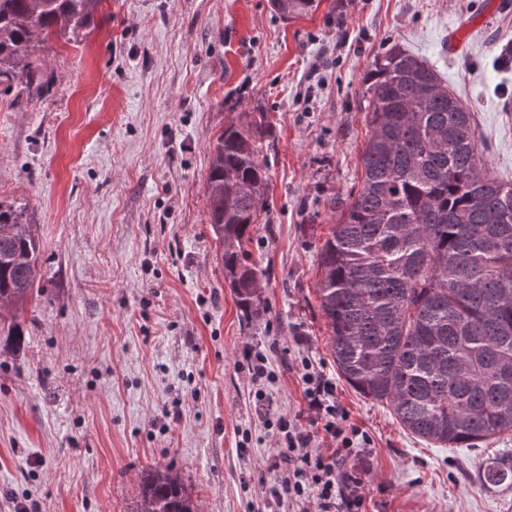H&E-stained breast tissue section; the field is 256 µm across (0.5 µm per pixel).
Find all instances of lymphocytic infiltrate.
I'll return each instance as SVG.
<instances>
[{"instance_id": "lymphocytic-infiltrate-1", "label": "lymphocytic infiltrate", "mask_w": 512, "mask_h": 512, "mask_svg": "<svg viewBox=\"0 0 512 512\" xmlns=\"http://www.w3.org/2000/svg\"><path fill=\"white\" fill-rule=\"evenodd\" d=\"M295 370L305 403L276 424L284 445L273 467L288 512H364L367 469L360 456L370 445L336 399V385L302 357Z\"/></svg>"}]
</instances>
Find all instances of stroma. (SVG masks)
<instances>
[{"mask_svg":"<svg viewBox=\"0 0 512 512\" xmlns=\"http://www.w3.org/2000/svg\"><path fill=\"white\" fill-rule=\"evenodd\" d=\"M512 11L492 0H102L95 26L41 56L47 85L0 84V200L41 241L38 294L0 342V512H133L142 474L174 466L200 512H283L280 446L245 354L262 351L272 418L303 405L309 355L371 438L366 512H512L483 485L512 435L440 448L340 377L319 308L317 252L362 178L364 77L391 46L428 63L475 115L491 175L512 180V71L493 61ZM270 125L254 233L263 307L243 317L209 223L207 173L225 123ZM306 337L297 345V337Z\"/></svg>","mask_w":512,"mask_h":512,"instance_id":"obj_1","label":"stroma"}]
</instances>
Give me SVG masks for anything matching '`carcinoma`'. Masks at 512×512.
<instances>
[{
	"label": "carcinoma",
	"mask_w": 512,
	"mask_h": 512,
	"mask_svg": "<svg viewBox=\"0 0 512 512\" xmlns=\"http://www.w3.org/2000/svg\"><path fill=\"white\" fill-rule=\"evenodd\" d=\"M99 0H0V80L40 92L49 38L94 23ZM282 14L312 0H272ZM362 180L319 246V308L339 374L389 405L402 428L441 448L512 434V180L487 171L473 112L398 45L365 78ZM264 113L224 126L207 174L210 229L224 281L245 314L265 271L252 260L269 175ZM40 240L24 209L0 201V303L37 290ZM482 482H512V460ZM135 512H198L180 474L155 467Z\"/></svg>",
	"instance_id": "cac0c4a2"
}]
</instances>
